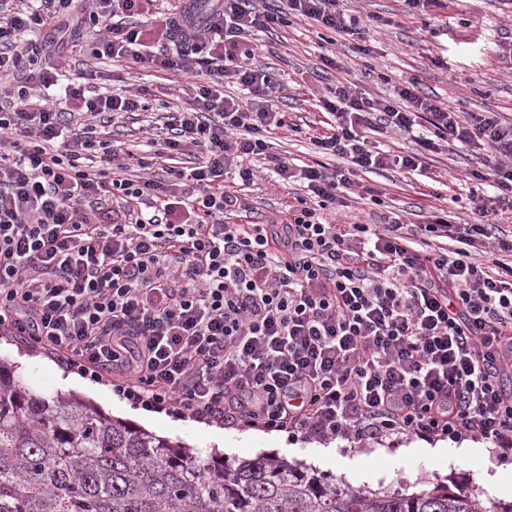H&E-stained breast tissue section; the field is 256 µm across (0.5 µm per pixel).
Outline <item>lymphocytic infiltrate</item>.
Masks as SVG:
<instances>
[{
	"label": "lymphocytic infiltrate",
	"instance_id": "1",
	"mask_svg": "<svg viewBox=\"0 0 512 512\" xmlns=\"http://www.w3.org/2000/svg\"><path fill=\"white\" fill-rule=\"evenodd\" d=\"M0 0V332L27 337L120 398L199 422L280 431L295 440L467 437L512 457V240H494L512 209V118L464 114L412 77L379 99L340 75L315 106L331 117L312 137L316 161L292 174L270 139L287 128L273 103L283 87L254 66L247 38L305 22L372 50L344 0ZM92 55L191 79L157 157L190 152L191 166L155 177L152 160H116L98 124L146 112L145 89L99 93L91 75L63 78L55 57L80 32ZM241 95L226 94L225 85ZM399 134V155L373 137ZM489 148L497 199L469 202L464 235L447 217L420 239L389 216L383 228L330 224L344 207L327 172L422 168L449 147ZM264 157L281 184L299 177L308 198L268 224H240L225 184L254 177ZM457 238L433 248L430 237Z\"/></svg>",
	"mask_w": 512,
	"mask_h": 512
}]
</instances>
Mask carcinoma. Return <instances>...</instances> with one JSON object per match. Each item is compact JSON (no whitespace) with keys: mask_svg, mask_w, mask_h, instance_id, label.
I'll list each match as a JSON object with an SVG mask.
<instances>
[{"mask_svg":"<svg viewBox=\"0 0 512 512\" xmlns=\"http://www.w3.org/2000/svg\"><path fill=\"white\" fill-rule=\"evenodd\" d=\"M0 512H512L472 491L379 495L257 456L202 461L191 449L79 396L27 391L0 360Z\"/></svg>","mask_w":512,"mask_h":512,"instance_id":"1","label":"carcinoma"}]
</instances>
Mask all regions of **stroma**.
<instances>
[{"mask_svg": "<svg viewBox=\"0 0 512 512\" xmlns=\"http://www.w3.org/2000/svg\"><path fill=\"white\" fill-rule=\"evenodd\" d=\"M448 27L433 41L448 58L445 69L428 68L423 47L428 41L419 23L394 21L397 0H347L346 6L358 20L374 14L385 25L370 27L371 56L362 58L347 45H329L311 27L295 21L278 34L259 33L249 41L261 45L259 63L274 67L284 90L274 109L286 113L297 131H286L275 140L273 150L291 164L311 162L309 136L324 132L328 114L313 107L314 94L324 92L335 75L320 69V56L335 50L346 70L360 88L385 98L395 82L419 77L426 91L447 100L449 108L460 112H480L489 108L512 114V72L496 59V46L504 33L512 32V16L501 10L498 0H444ZM146 79L154 107L178 102L188 86L187 78L174 74L146 77L136 63L114 64L108 88L118 93ZM476 167L467 151L453 148L448 154L428 161L422 171L379 170L358 176V188L338 195H350L349 208L330 215L334 224H378L389 207H396L408 225L427 223L433 209L448 212L454 224L475 223L477 215L467 207L474 186L469 175ZM381 193L373 202L371 190ZM248 205V221L266 223L278 218L293 204L292 189L262 174L242 189ZM0 359L14 363L23 386L37 395L52 396L73 392L113 418L150 431L192 448L202 458L222 455L226 460L258 455L283 459L327 478L342 487L372 493H419L445 487L480 492L487 503L512 502V486L505 476L512 474V459L490 457L485 447L462 448L450 440L435 442L409 438L397 443L367 440L359 448H340L335 442L295 441L284 432H264L251 428H224L190 418L149 410L120 399L108 383H94L69 371L57 358L30 349L23 338L0 336Z\"/></svg>", "mask_w": 512, "mask_h": 512, "instance_id": "obj_1", "label": "stroma"}]
</instances>
